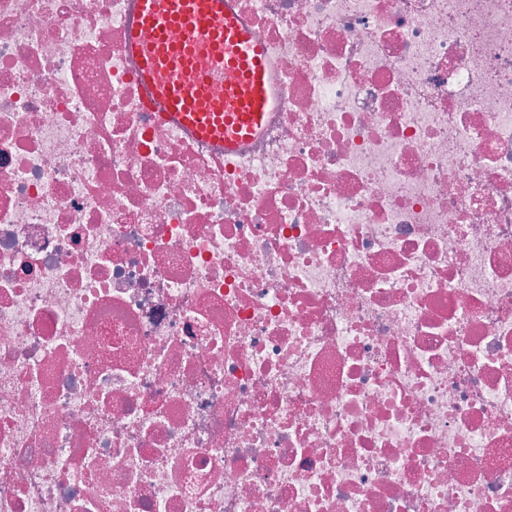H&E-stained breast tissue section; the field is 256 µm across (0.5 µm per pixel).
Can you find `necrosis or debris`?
Listing matches in <instances>:
<instances>
[{"label":"necrosis or debris","mask_w":512,"mask_h":512,"mask_svg":"<svg viewBox=\"0 0 512 512\" xmlns=\"http://www.w3.org/2000/svg\"><path fill=\"white\" fill-rule=\"evenodd\" d=\"M230 3L227 154L0 0V512H512V0Z\"/></svg>","instance_id":"obj_1"}]
</instances>
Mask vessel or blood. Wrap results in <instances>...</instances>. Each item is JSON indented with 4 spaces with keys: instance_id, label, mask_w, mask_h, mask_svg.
<instances>
[{
    "instance_id": "obj_1",
    "label": "vessel or blood",
    "mask_w": 512,
    "mask_h": 512,
    "mask_svg": "<svg viewBox=\"0 0 512 512\" xmlns=\"http://www.w3.org/2000/svg\"><path fill=\"white\" fill-rule=\"evenodd\" d=\"M127 49L158 117L233 151L259 135L276 104L272 66L228 0H138ZM184 37L169 39L173 28Z\"/></svg>"
}]
</instances>
